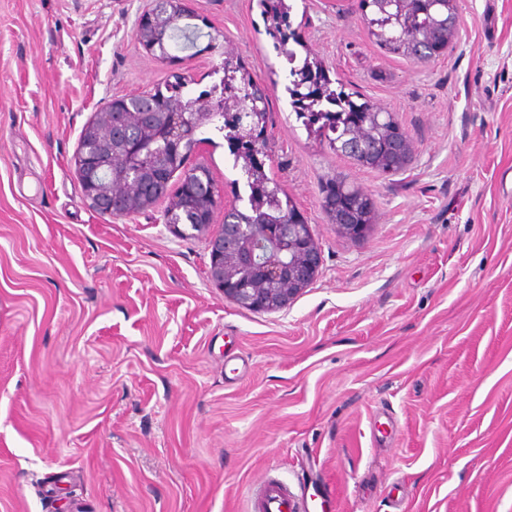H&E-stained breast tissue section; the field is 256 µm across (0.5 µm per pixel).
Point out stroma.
<instances>
[{
  "instance_id": "1",
  "label": "stroma",
  "mask_w": 512,
  "mask_h": 512,
  "mask_svg": "<svg viewBox=\"0 0 512 512\" xmlns=\"http://www.w3.org/2000/svg\"><path fill=\"white\" fill-rule=\"evenodd\" d=\"M332 81L413 142L382 174L307 134L259 0H190L191 45L135 40L149 0H0V512H253L268 475L334 512H512V0H457L427 63L383 50L358 0H286ZM240 59L268 96L265 171L322 253L286 308L208 278L162 208L103 216L74 156L101 103L184 97ZM191 164L248 197L210 126ZM372 198L339 233L321 186ZM363 207L355 216H350L352 224H334L338 230L351 237H361L374 221L373 204L371 199L363 194Z\"/></svg>"
}]
</instances>
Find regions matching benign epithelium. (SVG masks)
Segmentation results:
<instances>
[{
    "mask_svg": "<svg viewBox=\"0 0 512 512\" xmlns=\"http://www.w3.org/2000/svg\"><path fill=\"white\" fill-rule=\"evenodd\" d=\"M191 16L187 0H151L136 28L148 51L166 52L169 28ZM158 92L113 99L83 127L75 164L83 199L101 215L143 213L166 199L165 223L173 228L195 214L197 232L208 234L210 281L239 306L261 312L286 307L316 278L321 249L308 224H220L216 210H229L209 171L189 163L187 146L210 113L197 103L169 96L156 107ZM182 171L177 187L174 172Z\"/></svg>",
    "mask_w": 512,
    "mask_h": 512,
    "instance_id": "obj_1",
    "label": "benign epithelium"
}]
</instances>
